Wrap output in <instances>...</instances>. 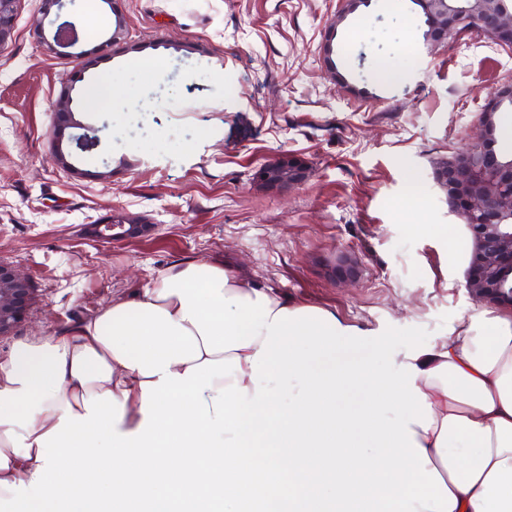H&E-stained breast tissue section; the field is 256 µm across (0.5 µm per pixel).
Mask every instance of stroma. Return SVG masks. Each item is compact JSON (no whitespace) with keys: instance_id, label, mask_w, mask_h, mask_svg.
<instances>
[{"instance_id":"obj_1","label":"stroma","mask_w":512,"mask_h":512,"mask_svg":"<svg viewBox=\"0 0 512 512\" xmlns=\"http://www.w3.org/2000/svg\"><path fill=\"white\" fill-rule=\"evenodd\" d=\"M339 0H21L0 45V260L35 290L0 339L61 333L179 261L234 263L258 284L329 309L364 337L420 327L428 344L483 311L465 288L472 238L436 181L472 142L512 47L477 34L431 47L410 0H370L339 27ZM126 30L108 38L116 17ZM73 23L78 58L38 38ZM332 47L337 72L323 60ZM106 82L112 94L89 107ZM99 129L71 168L50 160L52 106ZM305 180L265 187L262 167ZM123 216L155 225L123 242L88 236ZM350 260L352 276L340 270ZM305 177V167L287 156L279 157L263 167V184L271 188H289L300 184Z\"/></svg>"}]
</instances>
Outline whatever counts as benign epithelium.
<instances>
[{"mask_svg": "<svg viewBox=\"0 0 512 512\" xmlns=\"http://www.w3.org/2000/svg\"><path fill=\"white\" fill-rule=\"evenodd\" d=\"M432 18L427 42L445 44L453 40L459 27L475 22L479 32L493 41L512 33V11L499 0H418ZM19 0H0V44L11 35ZM41 43L61 56L78 43L73 26L58 27L53 33L40 34ZM72 96L65 92L54 104L51 127V160L69 165V147L88 150L98 145L99 137L80 139L66 136L72 125ZM495 113L482 112L477 120L475 141L465 150L442 161L436 176L441 186L456 194L453 212L460 215L471 232L473 250L465 288L480 303L512 302V161L505 164L497 153ZM306 177L298 161L280 157L263 167V184L271 188H289ZM153 230L147 224H128L115 217L107 224H91L87 233L97 239L121 241L139 238ZM34 303L31 282L14 266L0 262V338L10 336L27 319Z\"/></svg>", "mask_w": 512, "mask_h": 512, "instance_id": "obj_1", "label": "benign epithelium"}]
</instances>
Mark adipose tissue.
I'll return each instance as SVG.
<instances>
[{
	"instance_id": "1",
	"label": "adipose tissue",
	"mask_w": 512,
	"mask_h": 512,
	"mask_svg": "<svg viewBox=\"0 0 512 512\" xmlns=\"http://www.w3.org/2000/svg\"><path fill=\"white\" fill-rule=\"evenodd\" d=\"M212 265L227 278L225 297L253 300L262 293L270 313L298 310L288 295L260 289L226 261ZM163 279L114 296L112 309L152 304L180 320V297L162 295ZM105 317L97 312L60 335L20 342L0 357V481L30 483L38 467V437L53 429L64 411L85 415L91 396L108 391L123 404L119 432L130 434L141 426L143 377L98 341L97 326ZM402 361L416 366L415 385L431 405L430 428L414 424L410 430L455 495L451 512H512V314L458 318L448 336L413 348ZM445 362L484 382L493 398L491 410L453 400L438 379L428 377V370Z\"/></svg>"
}]
</instances>
